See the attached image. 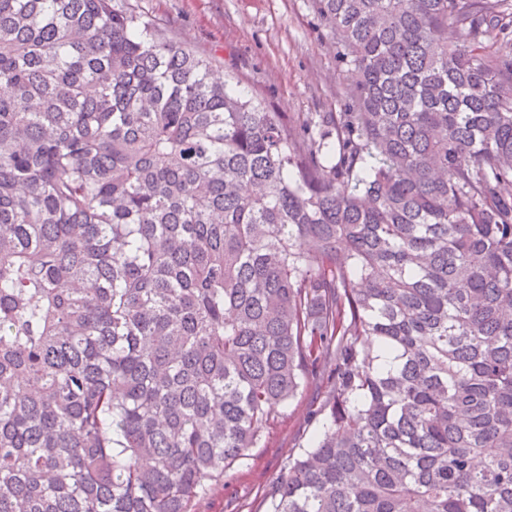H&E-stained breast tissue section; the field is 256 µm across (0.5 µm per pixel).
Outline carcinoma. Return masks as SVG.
<instances>
[{
  "mask_svg": "<svg viewBox=\"0 0 512 512\" xmlns=\"http://www.w3.org/2000/svg\"><path fill=\"white\" fill-rule=\"evenodd\" d=\"M302 123L116 0H0V512H512L508 0H313ZM314 387L307 385L291 403L274 410V422L265 433L258 448L224 477L209 483L208 490L195 499L193 512H264V495L276 484L284 471L289 453L308 446L323 430V416L307 421L306 412L316 408ZM294 447V448H293Z\"/></svg>",
  "mask_w": 512,
  "mask_h": 512,
  "instance_id": "1",
  "label": "carcinoma"
}]
</instances>
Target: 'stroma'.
<instances>
[{
    "instance_id": "1",
    "label": "stroma",
    "mask_w": 512,
    "mask_h": 512,
    "mask_svg": "<svg viewBox=\"0 0 512 512\" xmlns=\"http://www.w3.org/2000/svg\"><path fill=\"white\" fill-rule=\"evenodd\" d=\"M163 36L213 61L215 79L262 99L271 112L300 123L314 112L348 109L336 46L309 0H138ZM313 386L275 408L260 447L210 483L192 512H265L264 496L294 447L322 431L310 421Z\"/></svg>"
}]
</instances>
